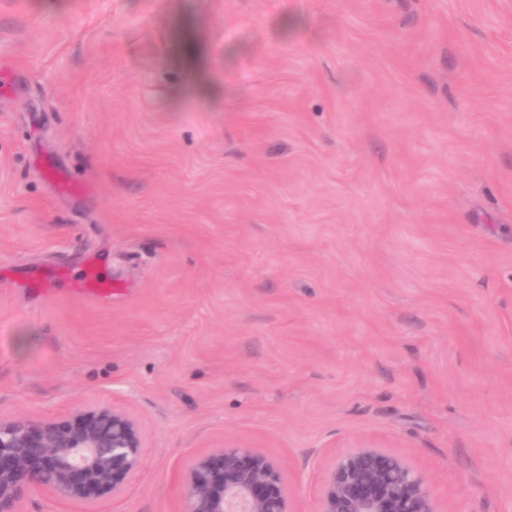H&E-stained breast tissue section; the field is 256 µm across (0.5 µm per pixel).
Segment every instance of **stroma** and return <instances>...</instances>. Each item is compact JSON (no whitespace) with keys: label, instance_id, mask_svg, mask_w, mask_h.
<instances>
[{"label":"stroma","instance_id":"obj_1","mask_svg":"<svg viewBox=\"0 0 512 512\" xmlns=\"http://www.w3.org/2000/svg\"><path fill=\"white\" fill-rule=\"evenodd\" d=\"M104 403L99 512L227 444L512 512V0H0V418Z\"/></svg>","mask_w":512,"mask_h":512}]
</instances>
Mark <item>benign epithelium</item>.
<instances>
[{
  "instance_id": "1",
  "label": "benign epithelium",
  "mask_w": 512,
  "mask_h": 512,
  "mask_svg": "<svg viewBox=\"0 0 512 512\" xmlns=\"http://www.w3.org/2000/svg\"><path fill=\"white\" fill-rule=\"evenodd\" d=\"M145 442L130 414L104 405L66 418H0V512H23L42 490L88 509L105 493L118 498L140 471ZM182 487V512H293L280 467L243 446L194 457ZM319 500V512H437L426 475L375 447L340 457Z\"/></svg>"
}]
</instances>
